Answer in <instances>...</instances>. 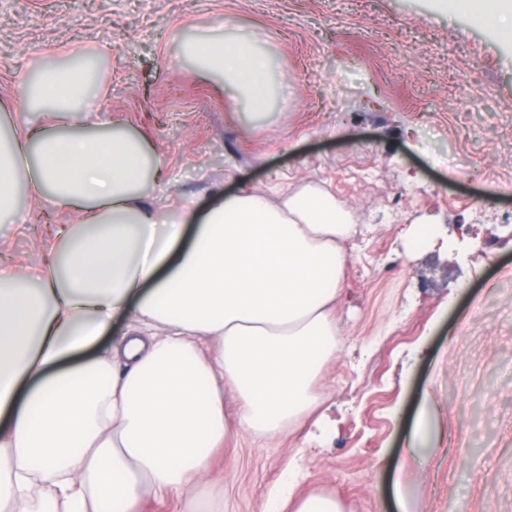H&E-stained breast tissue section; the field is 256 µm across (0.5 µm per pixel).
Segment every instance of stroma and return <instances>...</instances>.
Returning <instances> with one entry per match:
<instances>
[{"label": "stroma", "instance_id": "obj_1", "mask_svg": "<svg viewBox=\"0 0 512 512\" xmlns=\"http://www.w3.org/2000/svg\"><path fill=\"white\" fill-rule=\"evenodd\" d=\"M255 39L282 88L257 117L181 48L220 21ZM94 58L86 103L169 163L157 208L269 185L321 187L350 210L334 357L315 408L275 435L236 428L211 476L136 512H267L312 494L343 512H512V41L436 0H0V105L24 77ZM400 197L399 210L389 201ZM0 219V266L51 246L28 187Z\"/></svg>", "mask_w": 512, "mask_h": 512}]
</instances>
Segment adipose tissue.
<instances>
[{
	"mask_svg": "<svg viewBox=\"0 0 512 512\" xmlns=\"http://www.w3.org/2000/svg\"><path fill=\"white\" fill-rule=\"evenodd\" d=\"M187 52L267 108L270 63L251 39ZM87 83L79 66L44 69L21 103L55 123L0 136V216L16 214L21 184L38 208L80 215L43 269L0 272V512H132L205 480L225 389L239 427L273 434L309 412L336 353L349 210L305 185L163 212L145 200L167 169L149 140L75 123ZM117 317L118 347L73 360Z\"/></svg>",
	"mask_w": 512,
	"mask_h": 512,
	"instance_id": "adipose-tissue-1",
	"label": "adipose tissue"
}]
</instances>
